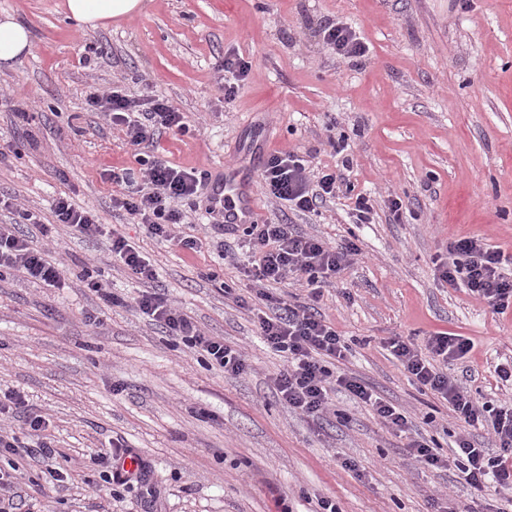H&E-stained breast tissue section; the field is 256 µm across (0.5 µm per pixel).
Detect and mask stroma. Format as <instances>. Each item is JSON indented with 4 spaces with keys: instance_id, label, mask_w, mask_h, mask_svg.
Returning <instances> with one entry per match:
<instances>
[{
    "instance_id": "1",
    "label": "stroma",
    "mask_w": 512,
    "mask_h": 512,
    "mask_svg": "<svg viewBox=\"0 0 512 512\" xmlns=\"http://www.w3.org/2000/svg\"><path fill=\"white\" fill-rule=\"evenodd\" d=\"M1 10L30 27L33 46L0 68V141L25 142L20 157L0 163V191L51 225L44 244L69 269L63 288L0 277V390L23 392L45 414L51 464L67 475L40 487V462L1 456L29 512H278L282 501L316 512L324 497L341 512H512L508 493L480 496L452 473L417 469L408 435L345 393L319 421L280 402L270 381L285 361L259 336L263 303L240 264L220 258L204 228L189 258L113 212L120 188L108 172L137 162L122 128L87 103L90 91L115 87L167 99L189 130L162 135L154 153L179 166L260 165L286 150L315 170L345 168L351 191L320 214L281 210L261 193L257 210L336 246L356 237L360 256L315 307L351 347L345 369L446 453L459 430L451 411L420 391L385 342L468 337L473 350L448 374L474 396L512 401V385L494 373L512 357V313L439 281L434 265L461 236L512 255V0H150L144 14L98 30L67 19L64 0H0ZM329 18L356 31L366 63L329 49ZM229 53L251 64L230 102L216 82ZM343 134L346 159L328 141ZM355 192L371 195L372 223L351 222ZM61 193L134 240L174 304L242 348L246 373L207 366L141 317L133 299L142 286L113 264L108 241L55 223ZM394 199L403 203L397 222ZM86 267L102 271L119 304L83 288ZM116 442L144 463V483L101 480L90 458Z\"/></svg>"
}]
</instances>
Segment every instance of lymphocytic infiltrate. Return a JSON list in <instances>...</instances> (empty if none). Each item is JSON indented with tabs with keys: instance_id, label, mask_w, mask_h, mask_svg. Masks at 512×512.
<instances>
[{
	"instance_id": "f902f5d3",
	"label": "lymphocytic infiltrate",
	"mask_w": 512,
	"mask_h": 512,
	"mask_svg": "<svg viewBox=\"0 0 512 512\" xmlns=\"http://www.w3.org/2000/svg\"><path fill=\"white\" fill-rule=\"evenodd\" d=\"M88 103L113 124L124 126L128 145L138 153V169L116 167L110 173L112 183L121 188L120 194L112 198L113 208L124 210L148 234L189 256L200 251L202 241L178 234L176 228L191 212L204 211L214 232L229 229L247 243L250 255L246 275L267 308L259 319V333L268 347L282 353L286 360L285 368L271 380L276 397L301 415L319 420L331 412L330 392L336 387L351 400L370 406L388 427L408 432L410 421L403 410L357 376L334 372L335 363L344 360L349 351L336 329L313 307L288 302L267 291L268 286L291 279L305 281L315 293L334 286L353 257L359 255L358 245L350 240L336 248L300 232L296 225L263 217L251 224L225 227L222 212L211 206L207 196L209 171L187 170L145 152L162 134L185 130L182 112L165 99H135L118 91L92 92ZM345 182L342 172H313L306 160L290 152L270 153L257 174V184L265 194L288 209L314 214L327 199L335 197ZM52 210L57 223L72 228L79 236L108 240L113 262L145 286L135 300L141 315L168 336L200 351L209 365L225 374L238 376L245 372L246 358L240 348L227 344L223 337L204 333L156 288V268L136 243L114 226L100 223L92 211L75 207L68 197H57ZM15 214L13 223L0 225V272L16 271L49 288L65 286L66 265L50 257L38 241L39 236L48 235V225L39 223L33 213L20 206ZM447 253V260L436 265L439 280L449 285L463 283L471 295L494 312L512 307V278L502 271V251L473 236L450 239ZM387 347L419 387L444 400L456 419L486 428L497 446L492 453L460 434L446 456L440 453L435 439L418 437L409 442L415 462L431 470L454 466L459 478L479 493L491 484L511 492L512 404L477 399L460 380L448 377L441 369L442 363L465 359L473 348L472 341L437 332L421 347L398 339L390 340ZM4 415L19 421L30 441L25 444L16 435L0 433V452L53 459L52 443L41 436L46 419L30 408L23 392L12 390L0 395V417Z\"/></svg>"
}]
</instances>
